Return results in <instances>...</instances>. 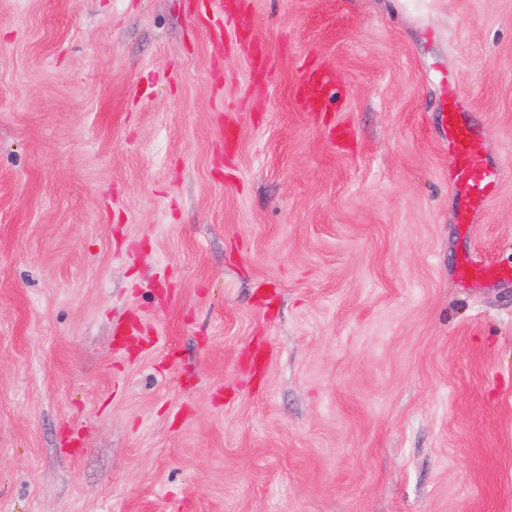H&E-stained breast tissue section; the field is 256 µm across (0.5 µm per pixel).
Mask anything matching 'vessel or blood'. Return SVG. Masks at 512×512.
Returning <instances> with one entry per match:
<instances>
[{"label":"vessel or blood","instance_id":"1","mask_svg":"<svg viewBox=\"0 0 512 512\" xmlns=\"http://www.w3.org/2000/svg\"><path fill=\"white\" fill-rule=\"evenodd\" d=\"M335 89L336 84L327 72L320 71L309 76L307 110L326 111L328 98ZM461 113L459 103L449 100L448 108L442 115V127L453 158L448 180L456 193L459 218L468 223L498 193L501 174L487 163L480 145V133L471 123L463 121ZM477 276L505 280L512 275L473 259L465 261L459 269L460 280Z\"/></svg>","mask_w":512,"mask_h":512}]
</instances>
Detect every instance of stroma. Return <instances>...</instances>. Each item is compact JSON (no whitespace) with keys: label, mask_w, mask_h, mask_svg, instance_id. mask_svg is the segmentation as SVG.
<instances>
[{"label":"stroma","mask_w":512,"mask_h":512,"mask_svg":"<svg viewBox=\"0 0 512 512\" xmlns=\"http://www.w3.org/2000/svg\"><path fill=\"white\" fill-rule=\"evenodd\" d=\"M235 3L0 0V512H512V0ZM306 108L309 112L327 111L330 93H334V79L325 71L312 74L307 82ZM461 113L459 103L450 97L447 112H442V127L453 158L448 180L456 193L459 218L468 224L498 193L501 174L487 163L480 133L463 121ZM477 276H486L497 280H505L512 277V272L496 270L493 267L485 266L478 260H466L459 269V278L462 282Z\"/></svg>","instance_id":"obj_1"}]
</instances>
